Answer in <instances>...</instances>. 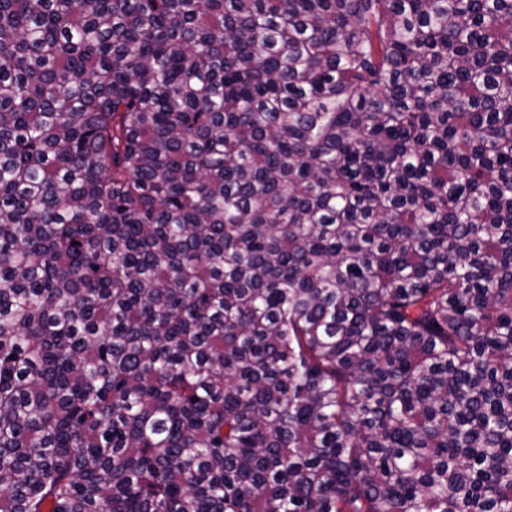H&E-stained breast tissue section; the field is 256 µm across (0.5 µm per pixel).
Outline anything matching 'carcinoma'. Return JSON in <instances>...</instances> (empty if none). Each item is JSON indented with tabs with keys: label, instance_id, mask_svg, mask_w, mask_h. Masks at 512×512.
<instances>
[{
	"label": "carcinoma",
	"instance_id": "carcinoma-1",
	"mask_svg": "<svg viewBox=\"0 0 512 512\" xmlns=\"http://www.w3.org/2000/svg\"><path fill=\"white\" fill-rule=\"evenodd\" d=\"M0 512H512V0H0Z\"/></svg>",
	"mask_w": 512,
	"mask_h": 512
}]
</instances>
